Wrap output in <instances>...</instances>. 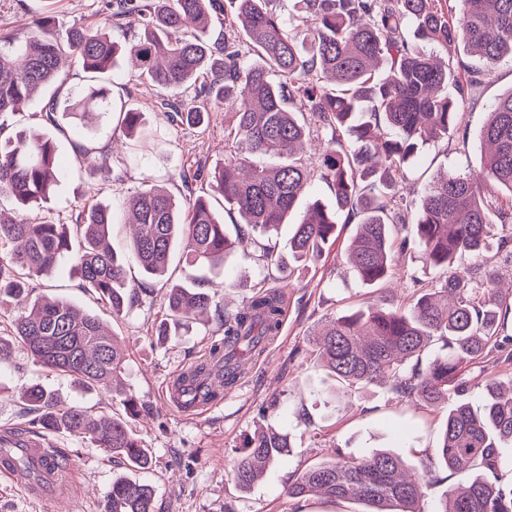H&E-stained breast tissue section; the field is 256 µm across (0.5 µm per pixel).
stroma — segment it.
Here are the masks:
<instances>
[{
  "mask_svg": "<svg viewBox=\"0 0 512 512\" xmlns=\"http://www.w3.org/2000/svg\"><path fill=\"white\" fill-rule=\"evenodd\" d=\"M47 10L53 11L62 29L85 25L111 30L116 37L121 34L112 25L106 0H0V37L27 36L33 20ZM108 86L128 107L143 113L146 135L128 140L106 118L92 129L63 114L57 125L46 124L40 117L46 99L40 96L1 117L0 136L36 128L56 141L65 175L47 208L65 218L78 205L110 204L116 220L112 247L125 257L128 280L139 282L143 275L129 255L124 199L148 183L165 187L179 201L207 193L208 174L224 162L225 116L212 113L209 125L201 128L171 124L159 108L160 101L167 98L188 107L191 99L151 89L123 61L113 69ZM510 90L512 63L504 61L485 76L478 94L460 99V132L426 145L419 161L405 169L409 203L419 202L437 172L479 170L485 156L481 131L492 104ZM79 144L109 154L111 179H103L77 161ZM187 168L202 170V178L185 183L181 173ZM354 232V225H339L330 250L291 275L264 268L258 251L251 248L231 253L220 270L189 268L182 261H172L169 272L174 281L215 291L216 303L227 312L245 305L259 283L284 296L282 326L274 340L262 352L242 360L238 381L225 387L216 406L197 416L168 404L167 384L184 368L208 358L211 346L223 339V329L213 322L196 321L181 328L178 335L157 341L151 334L162 317L157 283L150 295L127 312L117 317L103 314L126 352L121 375L124 387L154 408L153 417L134 423L143 446L152 451L151 466L134 471L77 437L50 434L48 447L66 449L70 455L64 472L72 486L70 497L30 499L20 485L0 480V512H102L113 479L127 474L152 486L157 512H361L358 503L332 502L316 495L293 499L286 489L308 467L334 452L360 456L375 449L396 452L408 468L431 471L433 484L423 510L433 512L448 487L469 481L468 476L436 463L442 413L401 399L385 387L335 386L309 355L313 335L328 317L383 297L394 306L407 304L418 287L435 275L414 253L399 259L408 273L406 279L385 290L363 284L345 258ZM31 296L63 297L90 311L98 309L65 266L53 276L34 281ZM32 383L43 384L62 402L81 404L97 414L123 410L111 393L83 389L70 377L36 367L19 347L9 361L0 363V438L20 436V396ZM267 428L287 437L290 453L256 485L242 490L232 476L234 462L246 441Z\"/></svg>",
  "mask_w": 512,
  "mask_h": 512,
  "instance_id": "stroma-1",
  "label": "stroma"
}]
</instances>
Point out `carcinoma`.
Masks as SVG:
<instances>
[{"mask_svg": "<svg viewBox=\"0 0 512 512\" xmlns=\"http://www.w3.org/2000/svg\"><path fill=\"white\" fill-rule=\"evenodd\" d=\"M269 0H113L111 17L137 29L120 45L103 30L80 26L64 32L53 11L35 18L22 40L0 46V117L14 113L58 80L60 60L76 58L98 80L65 101L51 96L42 119L55 123L61 111L91 125L98 112L118 115L117 124L134 138L144 131L143 113L116 103L102 84L117 57L126 56L140 77L162 90L192 91L198 105H170L174 124L201 127L213 107H224V166L214 171V197H198L186 209L163 188L151 186L126 199L135 225L130 250L151 278L167 283L165 318L155 334L164 341L189 317L214 316L224 329V345L210 350L224 371L204 364L194 378L222 388L233 384L240 361L261 348L279 327L282 296L257 285L238 311L224 314L213 297L183 283L169 282L174 250L190 266L218 269L235 248L215 208L219 199L236 211L241 223L263 233L288 223L319 171L334 191L328 207L306 203L294 225L288 256L263 249V261L279 270L320 257L336 243L340 223H356L347 261L367 285L394 277V253L418 246L424 262L444 271L405 306L373 302L326 322L314 339L311 356L333 379L347 386L391 384L400 397L447 411L436 448L439 463L456 472L481 470L464 487L448 490L436 512H512V483L503 484L512 461L501 448L512 445V381L491 376L486 404L475 411L448 402L468 388L470 371L500 347L498 337L512 325V301L498 289V266L512 267V233L498 239L496 262L454 270L457 258L481 254L492 224L512 223V91L488 113L482 137L488 146L480 171L445 172L428 184L414 209L399 204V176L418 146L457 128L453 85L460 96L477 92L486 72L512 58V0H294L303 28L294 32L268 9ZM224 12V38L207 40L211 14ZM450 51L463 43L483 62L477 69L448 56L442 62L405 36ZM267 159L258 164L253 158ZM57 148L44 134L23 129L0 142V196L22 207L47 200L63 175ZM509 192L508 201L498 191ZM111 206L81 207L67 224L52 214L13 220L0 213V301H25L30 280L50 276L61 261L71 263L81 287L114 315L147 292L130 283L124 259L109 243ZM400 224L407 235L393 239ZM445 353L422 361L434 339ZM22 345L33 363L74 378L90 389L112 393L123 415L96 417L79 404L63 405L39 384L23 392L27 430L69 433L119 457L134 469L152 463L131 422L149 411L116 377L125 354L98 314L63 299L36 300L21 309L8 334H0V362ZM287 437L273 430L249 439L233 471L249 489L267 468L288 453ZM430 473L410 475L396 453L375 449L352 458L340 451L300 474L288 497L320 492L350 500L366 512H422ZM105 512H156L151 485L117 478L105 495Z\"/></svg>", "mask_w": 512, "mask_h": 512, "instance_id": "1", "label": "carcinoma"}]
</instances>
